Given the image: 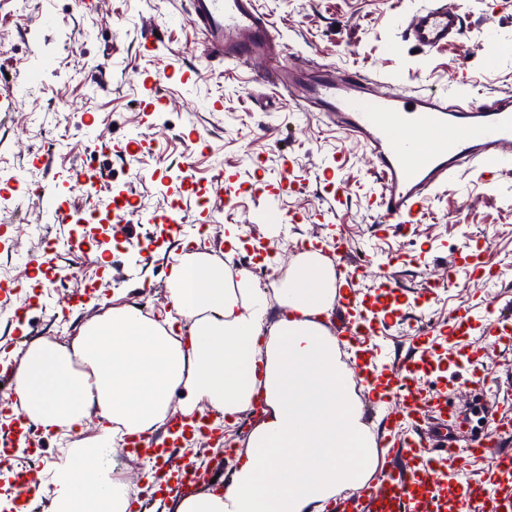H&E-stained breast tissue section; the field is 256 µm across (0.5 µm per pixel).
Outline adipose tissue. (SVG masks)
I'll list each match as a JSON object with an SVG mask.
<instances>
[{
  "label": "adipose tissue",
  "mask_w": 512,
  "mask_h": 512,
  "mask_svg": "<svg viewBox=\"0 0 512 512\" xmlns=\"http://www.w3.org/2000/svg\"><path fill=\"white\" fill-rule=\"evenodd\" d=\"M171 308L142 317L112 306L85 322L72 347L30 346L15 371L22 410L46 430L78 433L50 480L55 512H128L116 475L117 437L151 436L172 412L199 402L236 424L257 392L260 424L219 491L185 499L177 512H328L377 466L362 405L322 317L336 298L332 265L306 251L276 290L286 317L267 326L268 297L248 272L234 287L208 254H184L168 275ZM97 434L83 437L91 407ZM288 457L287 468L272 458Z\"/></svg>",
  "instance_id": "ef3b65f1"
}]
</instances>
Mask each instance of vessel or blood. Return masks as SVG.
I'll list each match as a JSON object with an SVG mask.
<instances>
[{"label": "vessel or blood", "mask_w": 512, "mask_h": 512, "mask_svg": "<svg viewBox=\"0 0 512 512\" xmlns=\"http://www.w3.org/2000/svg\"><path fill=\"white\" fill-rule=\"evenodd\" d=\"M186 17L200 31L209 61L245 67L256 57L277 56L275 80L302 90L297 109L315 112L322 124L336 127L372 157L378 189L367 206L379 216L377 231L419 223L426 203L462 172L489 182L512 161L511 92L488 98L469 89L462 77L452 94L436 88L402 94L389 81L359 71L339 76L326 68L306 71L280 41L258 0H186ZM462 33L463 16L448 0H428L405 28L407 40L425 52ZM322 250L338 271L340 316L332 333L350 353L352 381L380 417L383 459L361 488L337 499L333 512H512V450L504 447L512 432V398H504L503 410L489 416L477 437L469 436L468 419L451 398L453 380L462 374L471 388L482 389L486 353L512 345V307L493 306L478 319L458 312L448 323L418 331L413 353L400 363H387L379 338L403 325L406 302L395 275L373 272L354 259L343 235ZM368 279L374 287L362 291ZM477 332L486 336V347L458 361L463 342ZM429 368L437 372L432 390L422 380ZM0 417L14 438L32 427L20 410H2ZM461 437L468 440L463 449L456 446ZM203 441L216 449L224 445V422L206 408L172 417L154 441L130 436L122 447L143 462V479L158 494L185 496L189 471L203 466L187 449ZM490 448L497 451L491 472L471 479L472 467Z\"/></svg>", "instance_id": "obj_1"}]
</instances>
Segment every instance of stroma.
I'll return each mask as SVG.
<instances>
[{
  "label": "stroma",
  "instance_id": "stroma-1",
  "mask_svg": "<svg viewBox=\"0 0 512 512\" xmlns=\"http://www.w3.org/2000/svg\"><path fill=\"white\" fill-rule=\"evenodd\" d=\"M283 42L308 63L369 72L393 81L397 91L452 83L467 76L488 95L512 90V0H457L465 35L425 55L406 41L404 15L425 0H259ZM45 12L78 20L86 29L74 43L68 25L45 29ZM163 22V41L153 55L137 51L136 35L148 20ZM0 80L22 71L35 76L14 98L16 112H0V196L10 198L16 223L0 231L11 254L0 252V268L18 283L17 294L0 299V371L14 368L34 343L71 344L75 319H90L107 307L147 301L153 313L168 310L166 267L177 240L161 239L151 215L178 202L188 221L182 237L202 235L201 248L213 250L214 237L236 225L246 239L284 238L288 252H277L269 266L288 269L306 240L342 227L356 259L373 269L399 268V285L417 288L440 280L455 257L502 269L490 280L479 272H459L426 306L444 320L462 309L484 315L494 300L512 301V173L493 182L464 175L427 205L424 222L402 236L380 235L366 201L378 188L371 157L310 114L295 111L296 90L277 93L255 82L276 66V58L253 60L241 71L207 65L201 39L186 19L183 0H0ZM108 63L112 90L101 93L86 75ZM223 99L222 110L212 103ZM190 173H183L184 161ZM308 180L304 193L259 197L248 187L258 175L274 180L282 161ZM111 171L98 191L97 209L121 193L140 201L136 233L144 253L128 250L112 224L57 223L56 208L78 214L88 209L76 186L87 164ZM245 190L230 204L216 203L210 188L215 165ZM339 166L345 202L328 211L325 183L318 172ZM49 187L47 196L37 188ZM299 222L282 225V213ZM84 241L90 254L73 248ZM52 260L70 266L65 287L55 281L29 285L32 264ZM88 295L75 307L64 304L68 291ZM26 308L24 334L15 331L14 312Z\"/></svg>",
  "mask_w": 512,
  "mask_h": 512
}]
</instances>
